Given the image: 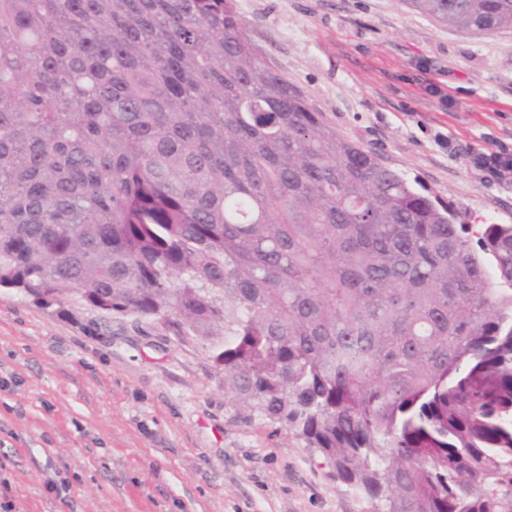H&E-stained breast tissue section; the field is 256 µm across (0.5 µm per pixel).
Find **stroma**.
<instances>
[{"instance_id":"1","label":"stroma","mask_w":512,"mask_h":512,"mask_svg":"<svg viewBox=\"0 0 512 512\" xmlns=\"http://www.w3.org/2000/svg\"><path fill=\"white\" fill-rule=\"evenodd\" d=\"M236 7L338 134L465 223L512 224V183L485 184L466 160L471 146L512 147V31L453 28L406 0ZM1 479L10 512L364 509L302 440L249 418L199 342L13 288H0ZM49 479L70 483L68 501Z\"/></svg>"}]
</instances>
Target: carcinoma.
Wrapping results in <instances>:
<instances>
[{
  "instance_id": "1",
  "label": "carcinoma",
  "mask_w": 512,
  "mask_h": 512,
  "mask_svg": "<svg viewBox=\"0 0 512 512\" xmlns=\"http://www.w3.org/2000/svg\"><path fill=\"white\" fill-rule=\"evenodd\" d=\"M0 286L209 346L369 512H512V224L339 136L235 0H0Z\"/></svg>"
}]
</instances>
